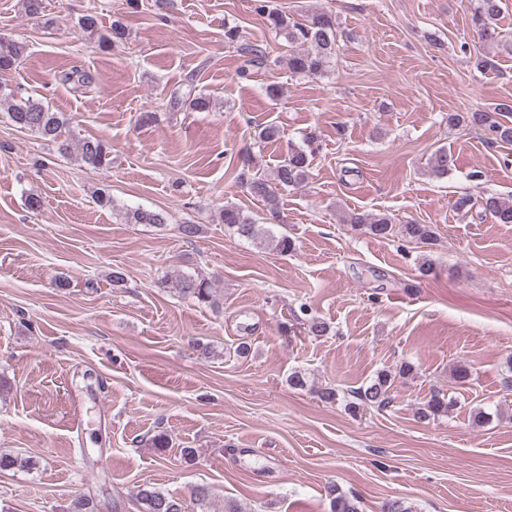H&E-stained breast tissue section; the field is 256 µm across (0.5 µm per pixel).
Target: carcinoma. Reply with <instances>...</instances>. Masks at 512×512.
<instances>
[{
    "label": "carcinoma",
    "instance_id": "obj_1",
    "mask_svg": "<svg viewBox=\"0 0 512 512\" xmlns=\"http://www.w3.org/2000/svg\"><path fill=\"white\" fill-rule=\"evenodd\" d=\"M254 12L264 17L275 32L284 37L288 43V69L295 76L317 77L323 75L337 54V32L335 17L325 11H316L309 20L301 22L273 6V0H252ZM503 11V0H475L471 11V25L481 36L483 51L475 56V66L484 68L488 63V49L498 44L501 39L496 21ZM81 28L98 36V44L108 49L123 42L128 31L120 20L112 21L109 30L98 29L97 18L88 13L80 19ZM26 45L17 41L0 39V71L12 69L24 56ZM252 58L247 66L239 71L242 78L249 75V67L267 65L269 56L254 48L250 51ZM213 101L210 96L190 86L183 97L171 101L172 107L187 106L197 112L211 109ZM0 107L5 109L14 126L22 131L33 132L43 139L58 144V152L66 155L70 152L69 143L60 140L69 119L63 112H53L42 100L31 96H16L10 92L0 96ZM449 122L454 125L470 124L488 128L495 140L506 145L512 144V102H502L493 108V112H470L467 115H451ZM316 135L306 134L303 144L288 146L287 154L273 171L270 178L258 176L252 172L250 161L243 162L235 169V181L246 186L251 196L263 202L266 210L278 213L282 192L301 187L309 179L311 164L314 159L312 144ZM78 152L85 166L93 170L112 167V148L103 139L84 137L78 143ZM455 166L454 155L445 148L437 149L432 158L429 174L444 177ZM95 201L104 208L112 209L122 216L126 224H166L167 217L163 211L143 208L122 209L115 203L112 194L106 188L93 191ZM454 209L462 216L479 210V214L491 216L498 224H512V200L497 194H487L480 198L461 195L454 202ZM217 219L227 229L240 238L253 242L260 248L270 249L281 255L296 251V242L286 233H276L259 222L257 216L248 210L232 204L224 205ZM343 224H352L366 233L381 239L399 237L409 243L420 244L424 248L435 245L436 232L429 224L411 221H396L387 213L347 212L341 215ZM172 288L184 297L191 298L199 304L218 310L223 307L224 298L217 293L206 279L192 273H180L171 280ZM413 374V365L404 362L400 365L398 375L405 377ZM396 375V376H398ZM396 376L389 370H380L367 385L355 392L357 402L348 403V408L358 409L362 406L383 411L393 402L392 390ZM452 402L439 393L433 394L422 407L418 408L421 420L434 419L448 414ZM330 512H362L359 501L338 492L336 486L329 487ZM191 500L196 512H211L212 492L209 488L198 486L191 492ZM140 512H185L184 502L159 488L146 484L137 492Z\"/></svg>",
    "mask_w": 512,
    "mask_h": 512
}]
</instances>
